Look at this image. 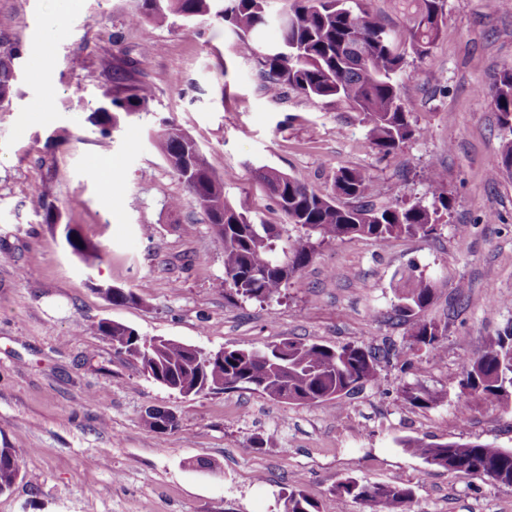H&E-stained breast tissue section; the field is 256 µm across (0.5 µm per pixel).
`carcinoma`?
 <instances>
[{
	"label": "carcinoma",
	"instance_id": "cac0c4a2",
	"mask_svg": "<svg viewBox=\"0 0 512 512\" xmlns=\"http://www.w3.org/2000/svg\"><path fill=\"white\" fill-rule=\"evenodd\" d=\"M445 0H401L413 51L430 54L445 25ZM267 0H135L131 23L162 24L176 16L191 21L215 14L236 37L238 52L256 58L267 90L278 95L292 90L308 99L324 100L346 112H357L379 152L389 154L415 136L416 130L401 103L399 75L405 50L384 19L365 6V0H298L279 28L280 49L269 52L255 41L267 25ZM7 21H0V109L11 105L20 47L5 38ZM153 85L139 83L124 96L107 95L90 116L103 135L118 130L120 114L148 109ZM494 100L503 131L502 145L492 159L493 172L512 176V69L502 73ZM155 147L185 184L193 203L204 211L213 233L224 245V294L264 301L288 287L289 281L326 242L366 236L384 242L402 235L430 237L438 231L442 212L449 209L443 174L435 169L429 206H376L370 201L372 181L360 171L341 168L334 193L323 195L274 168L260 178L288 223L301 229L291 236L278 224L257 223L224 195V179L210 167L197 142L173 124L155 137ZM72 254L92 266L102 258L99 246L75 230L68 232ZM399 315L412 326L411 346L436 355L447 326L424 319L434 286L425 275L409 272L396 285ZM114 305L135 303L125 288H106ZM92 329L111 338L120 353L135 360L160 385L184 395L245 388L288 405L331 404L356 389L381 382V363L394 356L391 349L372 344L346 343L330 347L284 340L265 349H224L215 355L171 339L146 338L116 322L100 321ZM460 384L468 399L512 408V325L485 340L481 355L463 361ZM404 398L429 407L437 398L412 386ZM397 444L424 463L451 472L493 471L501 484L512 486V449L478 441L428 443L404 437ZM20 477L19 449L0 448V493ZM336 498L352 500L373 512H411V488L360 482L346 477L334 489ZM284 512H319L317 503L295 485L282 495Z\"/></svg>",
	"mask_w": 512,
	"mask_h": 512
}]
</instances>
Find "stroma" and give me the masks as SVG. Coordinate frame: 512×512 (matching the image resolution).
<instances>
[{"mask_svg":"<svg viewBox=\"0 0 512 512\" xmlns=\"http://www.w3.org/2000/svg\"><path fill=\"white\" fill-rule=\"evenodd\" d=\"M133 0H0L22 52L19 85L0 110V445L19 448L21 476L0 512H282L294 482L320 512H370L337 502L336 483L400 484L415 512H512V487L424 464L396 440H478L512 448V411L465 401L461 363L512 325V177L494 175L501 144L493 91L512 69V0H445L429 57L407 54L402 101L419 135L382 155L358 113L292 92L269 97L255 58L238 55L221 19L132 24ZM148 51L134 78L153 84L149 111L101 136L88 117L122 94L112 68ZM172 123L203 149L238 209L285 218L257 170L269 166L316 191L337 169L373 179L379 205L431 204L439 169L450 208L436 235L367 237L318 247L281 294H224V247L157 152ZM183 200L170 208L172 198ZM103 251L86 267L46 224L39 200ZM416 270L435 285L425 311L447 328L439 355L410 350L394 311L396 281ZM132 289L136 305L103 290ZM125 324L207 350L284 339L390 344L379 386L323 405L278 403L247 390L185 397L92 332ZM418 386L438 396L417 407ZM179 426L158 434L149 410ZM271 439L258 448L255 438ZM221 464V473L201 468Z\"/></svg>","mask_w":512,"mask_h":512,"instance_id":"stroma-1","label":"stroma"}]
</instances>
